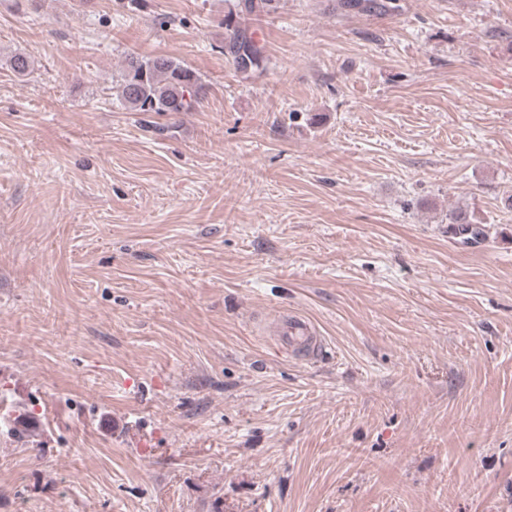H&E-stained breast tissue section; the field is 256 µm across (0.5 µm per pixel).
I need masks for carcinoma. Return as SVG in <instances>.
Instances as JSON below:
<instances>
[{
  "mask_svg": "<svg viewBox=\"0 0 512 512\" xmlns=\"http://www.w3.org/2000/svg\"><path fill=\"white\" fill-rule=\"evenodd\" d=\"M339 10L369 15H387L398 6L395 0H339ZM276 8V0H234L224 14V57L234 63L241 52L250 50L267 69L269 59L264 46L251 30L252 17ZM120 103L132 112H192L200 107L205 94L201 77L178 60L164 56L126 58L116 79L112 80ZM448 234L460 235L466 242L478 243L485 236V226L470 220L460 211L449 217Z\"/></svg>",
  "mask_w": 512,
  "mask_h": 512,
  "instance_id": "obj_1",
  "label": "carcinoma"
}]
</instances>
